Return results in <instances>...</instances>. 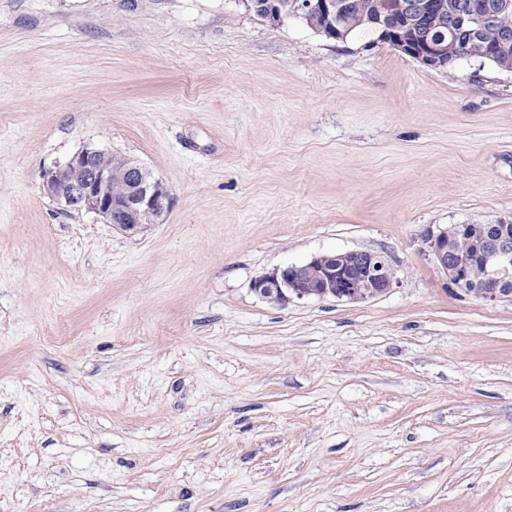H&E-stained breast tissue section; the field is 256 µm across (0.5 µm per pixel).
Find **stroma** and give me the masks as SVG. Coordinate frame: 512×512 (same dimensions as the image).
<instances>
[{
  "mask_svg": "<svg viewBox=\"0 0 512 512\" xmlns=\"http://www.w3.org/2000/svg\"><path fill=\"white\" fill-rule=\"evenodd\" d=\"M172 197L127 232L43 168ZM512 222V71L242 0H0V512H512V295L427 231ZM348 251L397 282L278 301ZM106 153L104 149L88 145L41 172L42 183L56 199L70 209L86 210L103 217L110 224L126 230H135L141 224H151L163 215L171 205L170 193L158 180L150 179L141 166L129 162L124 176L128 185L112 180V170L99 163ZM80 167L86 171L81 181H70L68 171ZM112 183V192L110 185ZM396 282L394 269L382 256L351 251L321 255L303 266L276 269L257 280L254 289L283 301L290 295L301 300L316 294L354 302L384 293ZM310 288L324 289L318 292Z\"/></svg>",
  "mask_w": 512,
  "mask_h": 512,
  "instance_id": "35a3bbf8",
  "label": "stroma"
}]
</instances>
